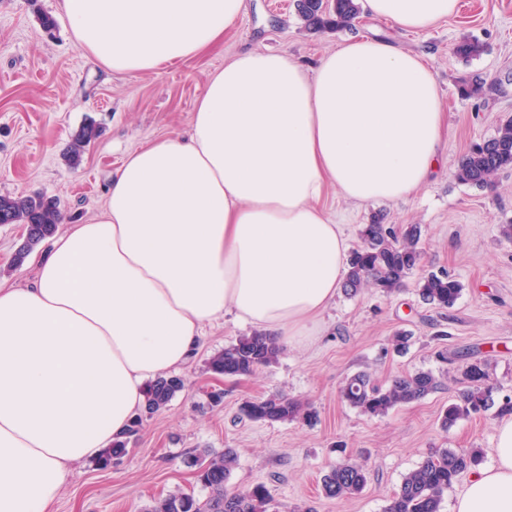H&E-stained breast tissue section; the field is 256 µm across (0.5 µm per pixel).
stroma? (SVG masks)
<instances>
[{
	"label": "stroma",
	"instance_id": "35a3bbf8",
	"mask_svg": "<svg viewBox=\"0 0 512 512\" xmlns=\"http://www.w3.org/2000/svg\"><path fill=\"white\" fill-rule=\"evenodd\" d=\"M459 12L422 32L402 31L359 16L353 32L391 40L428 60L447 103L444 149L448 163L406 200L357 206L328 191L326 207L344 225L351 248L372 218L422 227L423 271H447L464 289L452 309L425 304L418 274L386 296L366 289L338 295L307 344L283 348L276 363L247 376L212 374L208 359L250 328L232 317L207 326L200 348L179 369L187 388L164 409L145 417L129 451L108 467L77 465L55 512H144L155 500L182 490L204 496L186 459L202 450L234 449L229 489L257 485L271 496L269 512H384L405 474L435 450L483 449L491 463L499 409L442 428L440 414L461 386L463 354L485 361L498 401L512 399V169L496 192L459 183L454 172L470 145L494 135L512 118V0H460ZM56 21L45 32L38 20ZM349 32L307 31L294 0H247V9L216 46L197 57L138 75L112 74L76 44L60 0H0V195L58 198L65 220L81 224L100 213L106 187L125 156L142 145L184 132L210 75L245 50H272L313 65ZM482 53L456 55L462 38ZM479 96H465L475 80ZM101 133L77 168L62 155L87 122ZM21 227L0 224V284L24 287L34 279V258L12 262ZM410 334L406 353L392 349ZM362 370L379 382L418 371L438 377L424 399L371 417L344 402L346 379ZM220 389L224 399L211 405ZM283 393L306 403V421L264 423L240 413L244 401ZM364 463L369 482L357 496L331 500L320 478L344 458Z\"/></svg>",
	"mask_w": 512,
	"mask_h": 512
}]
</instances>
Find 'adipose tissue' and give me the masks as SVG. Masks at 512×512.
I'll list each match as a JSON object with an SVG mask.
<instances>
[{
  "label": "adipose tissue",
  "instance_id": "ef3b65f1",
  "mask_svg": "<svg viewBox=\"0 0 512 512\" xmlns=\"http://www.w3.org/2000/svg\"><path fill=\"white\" fill-rule=\"evenodd\" d=\"M77 45L142 74L216 43L246 0H61ZM407 31L459 0H362ZM445 108L428 64L357 35L313 68L249 50L214 72L187 134L129 154L104 211L56 234L27 288L0 286V512H51L75 464L98 457L233 313L288 345L312 335L349 251L328 188L366 204L424 186ZM451 512H512V416L493 462Z\"/></svg>",
  "mask_w": 512,
  "mask_h": 512
}]
</instances>
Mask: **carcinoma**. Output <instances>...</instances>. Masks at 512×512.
Segmentation results:
<instances>
[{
    "mask_svg": "<svg viewBox=\"0 0 512 512\" xmlns=\"http://www.w3.org/2000/svg\"><path fill=\"white\" fill-rule=\"evenodd\" d=\"M298 14L304 27L310 31L326 28L343 29L351 25L359 14L357 0H297ZM482 45L464 39L456 45L455 53L468 59L478 56ZM99 136V127L88 122L76 133L70 150L64 155L69 167L81 161L85 147ZM512 168V118L503 120L495 134L473 145L455 171L458 182L490 188L497 175ZM63 219L60 201L44 195L0 196V224H25L27 236L14 256V265L25 259L56 231ZM362 245L348 260V274L343 283L345 295L353 297L363 288H375L383 294L401 290L405 279L419 269L423 260L421 227L409 224L398 232L381 223L376 217L360 230ZM463 285L446 272H428L418 282L421 299L439 309H451L460 298ZM281 348L274 337L254 331L238 337L208 361L212 373L224 377L247 375L261 366L275 363ZM464 388L456 401L448 404L440 422L445 429L458 420L486 412L495 406V387L490 382L487 366L480 360L466 364ZM439 386L436 376L429 371L398 376L387 385L375 382L367 372L349 377L341 389V398L351 407L369 416H383L397 407L419 401ZM185 389L179 375L159 376L146 390L144 414H154ZM248 419L258 422H288L305 420L310 416L305 405L284 395L248 400L242 407ZM143 414L135 417L127 437L112 442L111 449L98 459L101 467L123 456L128 438L136 435L142 425ZM482 460L479 450L458 452L439 449L428 456L417 468L407 473L394 493L385 512H440L443 494L465 471L476 468ZM187 464L198 470L197 480L207 490L203 498L192 493L175 492L159 499L147 512H268L271 502L266 488L255 486L248 491H230L227 484L237 464L233 449L212 455L204 450L188 458ZM367 484V470L358 462H343L331 467L321 480L322 494L341 500L356 496Z\"/></svg>",
    "mask_w": 512,
    "mask_h": 512,
    "instance_id": "cac0c4a2",
    "label": "carcinoma"
}]
</instances>
